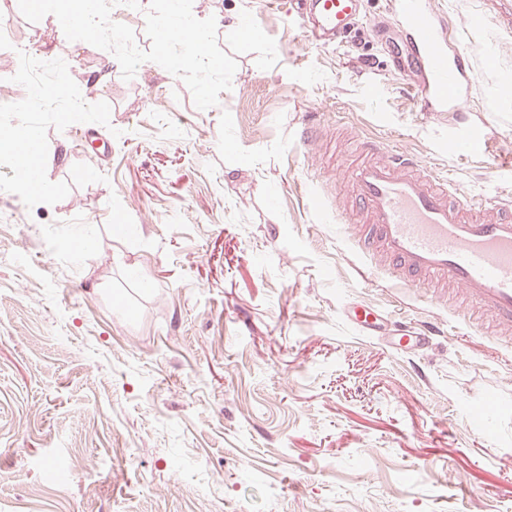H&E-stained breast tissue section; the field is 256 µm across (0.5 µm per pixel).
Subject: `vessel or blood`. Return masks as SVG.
I'll return each instance as SVG.
<instances>
[{"label":"vessel or blood","mask_w":512,"mask_h":512,"mask_svg":"<svg viewBox=\"0 0 512 512\" xmlns=\"http://www.w3.org/2000/svg\"><path fill=\"white\" fill-rule=\"evenodd\" d=\"M363 0H293L294 20L318 46L344 43L357 23ZM405 29L406 59L422 75L414 86L421 111L468 109V88L477 79L467 51L455 46L443 20L423 0H392ZM488 133L463 123L450 138L460 156L488 151ZM347 190L332 195L343 218L360 214L351 238L366 258L382 256L393 283L430 293L434 280L459 287L469 298L468 320H481L512 335V209L498 196L464 198L454 183L411 153L378 139L358 138L343 170ZM379 309L361 302L346 318L359 331L375 328Z\"/></svg>","instance_id":"obj_1"}]
</instances>
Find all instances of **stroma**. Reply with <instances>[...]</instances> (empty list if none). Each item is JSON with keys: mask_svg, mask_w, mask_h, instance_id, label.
I'll use <instances>...</instances> for the list:
<instances>
[{"mask_svg": "<svg viewBox=\"0 0 512 512\" xmlns=\"http://www.w3.org/2000/svg\"><path fill=\"white\" fill-rule=\"evenodd\" d=\"M28 3L0 0V136L37 126L44 159L26 193L0 155V512H512V344L361 260L314 176L364 135L512 200V0H429L478 69L470 157L390 70L386 0L328 47L288 0H137L63 39ZM165 16L195 24L163 41ZM397 318L450 331L394 351ZM462 118L464 119L462 126L454 131L450 138L453 151L460 156L489 153V134L484 129L466 121L463 116ZM346 318L360 332L373 330L377 326V320L380 315L379 308L368 302H361L349 305L346 308Z\"/></svg>", "mask_w": 512, "mask_h": 512, "instance_id": "stroma-1", "label": "stroma"}]
</instances>
